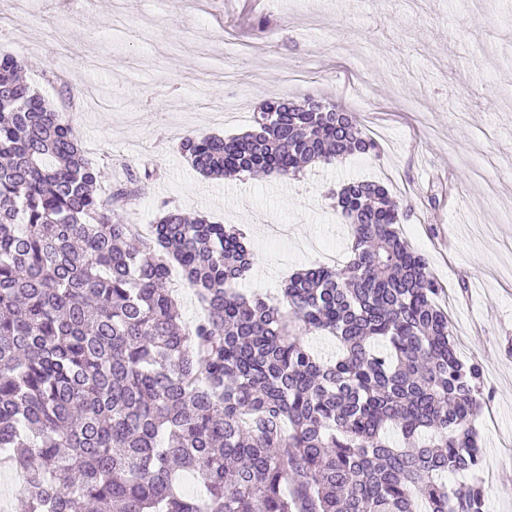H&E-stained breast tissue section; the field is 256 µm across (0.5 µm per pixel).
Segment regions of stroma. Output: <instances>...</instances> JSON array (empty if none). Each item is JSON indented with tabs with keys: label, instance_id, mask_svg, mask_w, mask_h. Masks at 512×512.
<instances>
[{
	"label": "stroma",
	"instance_id": "stroma-1",
	"mask_svg": "<svg viewBox=\"0 0 512 512\" xmlns=\"http://www.w3.org/2000/svg\"><path fill=\"white\" fill-rule=\"evenodd\" d=\"M0 0V53L31 88L81 101L74 121L102 192L135 179L124 217L168 208L235 226L256 255L244 291L269 297L305 265H345L330 191L374 180L413 208L400 224L441 285L461 360L480 364L494 422H478L485 512H512V0ZM326 98L354 112L378 155L212 179L188 134L250 129L264 99ZM466 289H459L458 281Z\"/></svg>",
	"mask_w": 512,
	"mask_h": 512
}]
</instances>
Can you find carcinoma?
<instances>
[{"mask_svg":"<svg viewBox=\"0 0 512 512\" xmlns=\"http://www.w3.org/2000/svg\"><path fill=\"white\" fill-rule=\"evenodd\" d=\"M0 54V467L25 512H484L475 419L482 369L462 361L442 288L397 226L408 206L375 181L334 196L342 268L243 294L254 254L236 229L179 209L142 238L99 193L70 111ZM202 174L297 177L377 153L353 113L270 101L242 136H188ZM202 316L180 323L173 268ZM328 333L321 358L306 336ZM200 496H186L179 473Z\"/></svg>","mask_w":512,"mask_h":512,"instance_id":"cac0c4a2","label":"carcinoma"}]
</instances>
